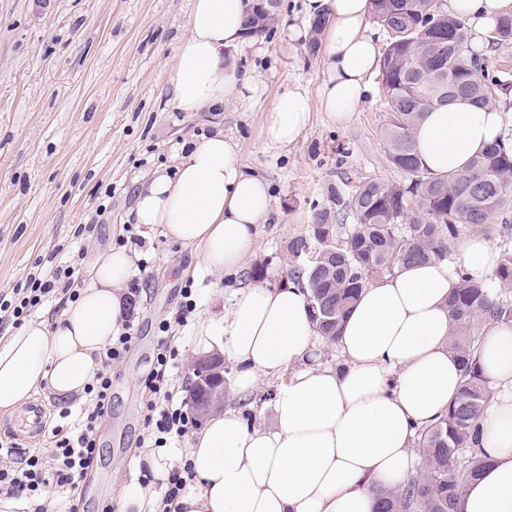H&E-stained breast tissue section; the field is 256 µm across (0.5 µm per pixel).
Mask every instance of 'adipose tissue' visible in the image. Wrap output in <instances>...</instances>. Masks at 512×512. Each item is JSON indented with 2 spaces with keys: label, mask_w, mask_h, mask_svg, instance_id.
Here are the masks:
<instances>
[{
  "label": "adipose tissue",
  "mask_w": 512,
  "mask_h": 512,
  "mask_svg": "<svg viewBox=\"0 0 512 512\" xmlns=\"http://www.w3.org/2000/svg\"><path fill=\"white\" fill-rule=\"evenodd\" d=\"M247 5L191 0L188 33L165 85L176 110L215 109L251 90V77L225 60L247 41ZM305 8L330 21L327 78L318 101L299 85L278 96L266 118L278 144L297 138L316 105L332 123L347 122L378 65L370 0H306ZM445 10L482 33L512 12V0H446ZM505 117L498 107L452 102L423 116L413 133L417 152L432 172L464 170L503 140ZM269 211L267 184L220 131L193 144L175 171H156L133 209L137 223L162 228L211 272L241 271ZM134 263L125 250L98 253L78 299L57 319L28 322L0 345V411L23 413L44 389L63 402L83 394L99 354L122 329L120 286ZM457 286L454 268L438 260L403 264L369 283L341 325L339 367L305 364L322 339L296 281L245 286L224 318L200 322L195 353L235 361L232 391L243 402L261 377L292 374L272 403V428L247 426L237 410L209 414L189 443L192 476L171 512H375L381 491L420 471L417 431L441 418L459 392L462 367L448 348V298ZM478 354L498 395L482 420L489 464L458 510L512 512V326L493 328Z\"/></svg>",
  "instance_id": "ef3b65f1"
}]
</instances>
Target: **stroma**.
<instances>
[{"mask_svg":"<svg viewBox=\"0 0 512 512\" xmlns=\"http://www.w3.org/2000/svg\"><path fill=\"white\" fill-rule=\"evenodd\" d=\"M305 0H281L278 22L255 37L237 65L255 90L217 111L180 112L169 103L165 80L189 19V0H0V291L21 287L37 265L88 263L114 249L124 225L142 239L137 251L147 268L129 280L135 288L131 322L137 340L111 368L112 407L100 421V454L69 497L46 464L41 498L47 512H148L157 479L178 463L181 448H142L146 391L160 336L191 286L197 302L176 342L182 366L171 379L188 390L194 379L198 324L226 314L253 272L272 285L288 281L285 246L308 235L313 215L336 205L337 193L373 178L405 182L389 161L383 138L389 113L381 83L369 89L350 122L337 126L313 111L291 144L266 136L268 112L295 85L317 96L326 79L324 34L306 24ZM490 77L506 86L512 109V41L492 32L468 38ZM235 140L240 159L270 187L271 213L260 225L240 273L197 267L192 250L171 243L161 228L132 224L137 194L157 169L174 170L191 143L215 132ZM107 211H100V204ZM512 237V202L487 224L461 229L451 244L459 258L464 241L483 239L500 251ZM41 425L31 438L15 436L17 416L0 412V444L14 456L49 454L58 414L79 410L84 397H36ZM154 481L132 497L144 472Z\"/></svg>","mask_w":512,"mask_h":512,"instance_id":"35a3bbf8","label":"stroma"}]
</instances>
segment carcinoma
<instances>
[{
  "mask_svg": "<svg viewBox=\"0 0 512 512\" xmlns=\"http://www.w3.org/2000/svg\"><path fill=\"white\" fill-rule=\"evenodd\" d=\"M373 21L387 34L379 59V80L388 106L385 140L391 164L406 174L394 184L370 179L349 200L355 224L332 223L324 209L314 214L309 235L288 241L289 272L305 274V292L321 336L336 343L345 315L360 291L379 274L403 263L446 260L462 226H479L512 197V155L494 144L456 173L439 175L420 160L413 130L425 112L448 100L496 105L502 83L479 74L466 53L462 21L448 15L440 0H372ZM280 4L251 17L250 31L261 35L272 25ZM494 39L512 40V15L496 20ZM419 203L410 207L411 201ZM317 245L315 261L297 265L298 254ZM459 285L448 298L454 328L448 339L459 358L463 379L446 415L418 431L423 470L407 485L381 498L380 512H456L466 486L485 467L480 425L494 393L482 373L477 351L482 325H512V304L495 286L512 287V251L504 250L494 271L495 284L457 268Z\"/></svg>",
  "mask_w": 512,
  "mask_h": 512,
  "instance_id": "obj_1",
  "label": "carcinoma"
}]
</instances>
